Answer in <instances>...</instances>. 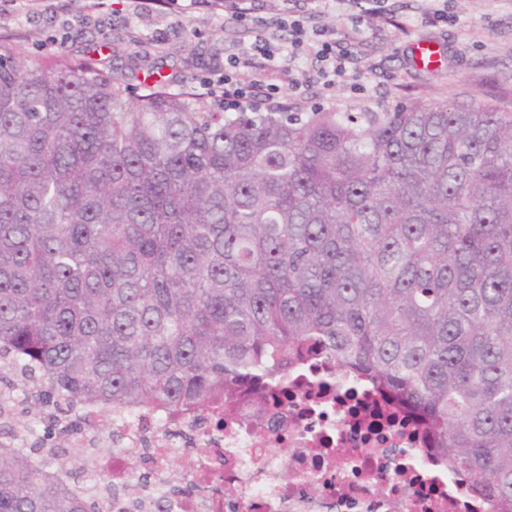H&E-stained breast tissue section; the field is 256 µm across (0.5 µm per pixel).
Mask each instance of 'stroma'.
Returning a JSON list of instances; mask_svg holds the SVG:
<instances>
[{"label":"stroma","instance_id":"stroma-1","mask_svg":"<svg viewBox=\"0 0 512 512\" xmlns=\"http://www.w3.org/2000/svg\"><path fill=\"white\" fill-rule=\"evenodd\" d=\"M448 19L432 14L431 0H396L394 12L364 13L358 0H248L246 16L274 37L269 65L250 49L236 18L193 0L181 8L161 0H6L0 37L19 41L26 57L55 53L91 57L112 71L131 94L157 78L198 88L222 74L228 59L248 60L243 78L277 86L296 111H378L400 102L512 97V0H447ZM307 19L336 39L359 43L354 70L326 88L313 52L289 57L292 35L282 21ZM431 41L436 64L413 63V45Z\"/></svg>","mask_w":512,"mask_h":512}]
</instances>
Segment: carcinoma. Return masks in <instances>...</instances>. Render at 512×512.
Segmentation results:
<instances>
[{
    "label": "carcinoma",
    "instance_id": "carcinoma-1",
    "mask_svg": "<svg viewBox=\"0 0 512 512\" xmlns=\"http://www.w3.org/2000/svg\"><path fill=\"white\" fill-rule=\"evenodd\" d=\"M0 39V399L179 414L323 354L512 512V101L215 112ZM0 442V512L112 508Z\"/></svg>",
    "mask_w": 512,
    "mask_h": 512
}]
</instances>
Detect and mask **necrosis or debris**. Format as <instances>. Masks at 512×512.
Returning <instances> with one entry per match:
<instances>
[{"instance_id": "4bbe7bcc", "label": "necrosis or debris", "mask_w": 512, "mask_h": 512, "mask_svg": "<svg viewBox=\"0 0 512 512\" xmlns=\"http://www.w3.org/2000/svg\"><path fill=\"white\" fill-rule=\"evenodd\" d=\"M251 389L223 429L207 415L136 408L91 421L68 460L97 449L112 467V512H156L176 463L196 487L172 512H499L428 453L415 418L332 360L299 353L288 391L256 411Z\"/></svg>"}]
</instances>
